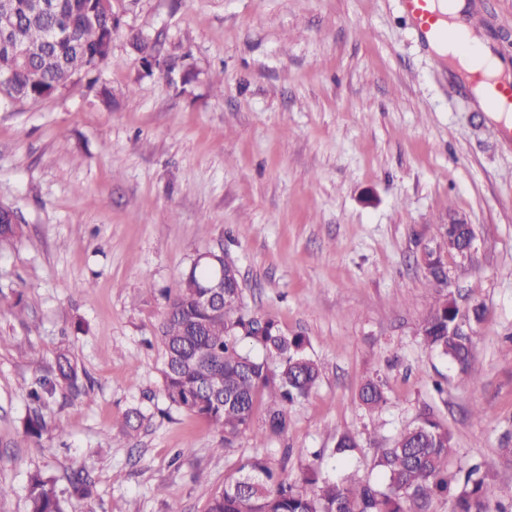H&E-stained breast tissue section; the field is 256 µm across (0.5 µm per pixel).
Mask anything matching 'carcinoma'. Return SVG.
<instances>
[{"label":"carcinoma","mask_w":512,"mask_h":512,"mask_svg":"<svg viewBox=\"0 0 512 512\" xmlns=\"http://www.w3.org/2000/svg\"><path fill=\"white\" fill-rule=\"evenodd\" d=\"M0 11L8 15L0 27V73L10 74L0 83V96L14 102L47 99L76 76L96 82L119 26L113 5L101 0H0ZM131 44L144 64L155 58L147 40L133 35ZM21 233L22 225L0 216L1 243ZM430 275L440 289L424 321L423 340L466 375L473 339L452 329L459 310L450 308L441 288L446 270ZM218 276L215 261H195L169 302L160 331L163 394L170 406L211 422L226 443L250 428L259 395L266 396L267 408L259 451L239 464L238 477L211 494L204 512H430L433 499L442 496L451 499L452 512H509L501 506L491 510L482 463L467 468L461 489H452V438L429 414L401 432L391 447L380 449V485L353 475L331 479L313 467L300 482L288 479L285 468L276 467L260 449L287 431L288 407L313 391L320 369L306 353L304 336H287L274 318L245 309L233 265L224 264V312L203 305L204 286ZM244 342L264 357L244 352ZM56 367L73 396L85 393L67 354L57 356ZM359 398L369 410L387 403L383 385L375 381L364 385ZM47 428L36 408L24 422L25 435L36 440ZM67 482L70 494L93 496L90 471L74 472ZM28 502L29 512H64L56 480L40 473L29 477Z\"/></svg>","instance_id":"obj_1"}]
</instances>
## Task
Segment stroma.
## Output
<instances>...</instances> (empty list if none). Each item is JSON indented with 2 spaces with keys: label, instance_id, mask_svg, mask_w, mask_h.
<instances>
[{
  "label": "stroma",
  "instance_id": "obj_1",
  "mask_svg": "<svg viewBox=\"0 0 512 512\" xmlns=\"http://www.w3.org/2000/svg\"><path fill=\"white\" fill-rule=\"evenodd\" d=\"M512 70V0H465ZM98 84L37 103L0 100V204L22 235L0 246V512H28V476L92 469L97 494L66 512H203L254 453L265 411L231 444L162 393L158 326L201 253L237 267L247 308L301 334L320 367L269 441L299 477L314 452L332 478L375 466L421 414L452 436L451 471L488 463L512 503V136L409 27L401 0H114ZM154 43L147 70L130 44ZM195 77L182 83L183 69ZM112 92L104 104L101 88ZM472 225L444 253L460 310L481 305L469 374L420 335L435 287L423 262L449 216ZM89 393L57 385L50 431L23 433L29 392L58 353ZM388 402L368 411L369 381ZM144 420L125 432L122 417ZM355 436L343 460L337 435Z\"/></svg>",
  "mask_w": 512,
  "mask_h": 512
}]
</instances>
